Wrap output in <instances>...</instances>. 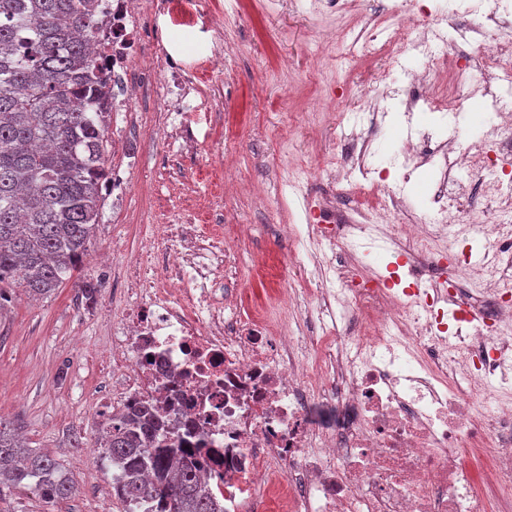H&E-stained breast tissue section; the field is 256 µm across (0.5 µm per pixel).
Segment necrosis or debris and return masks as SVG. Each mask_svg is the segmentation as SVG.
<instances>
[{
  "mask_svg": "<svg viewBox=\"0 0 512 512\" xmlns=\"http://www.w3.org/2000/svg\"><path fill=\"white\" fill-rule=\"evenodd\" d=\"M461 15L486 45L479 60L448 50ZM92 41L105 56V107L131 106L126 73L135 48L161 40L135 0H100ZM473 0H448L432 18L409 15L400 31L364 48L392 62L433 59L431 73L404 90L406 110L456 118L459 82L491 97L489 134L462 149L449 125L436 149L411 148L406 172L435 163L444 176L429 208L406 232L395 294L366 273L360 241L392 223L396 196L382 194L374 169L350 190L363 198L341 223L320 211L295 230L290 261L313 287L318 313L339 303L344 335L307 338L270 332L251 298L216 307L218 271L204 262L218 249L195 224H163L160 251L132 265L136 303L117 316L112 377L124 405L160 399L176 436L201 435L200 454L225 512H512V29ZM477 173L499 205L457 212L447 175ZM340 242L346 265L321 260L322 242Z\"/></svg>",
  "mask_w": 512,
  "mask_h": 512,
  "instance_id": "1",
  "label": "necrosis or debris"
}]
</instances>
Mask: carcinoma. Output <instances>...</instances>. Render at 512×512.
Instances as JSON below:
<instances>
[{"mask_svg": "<svg viewBox=\"0 0 512 512\" xmlns=\"http://www.w3.org/2000/svg\"><path fill=\"white\" fill-rule=\"evenodd\" d=\"M96 0H0V308L10 291L52 294L87 255L104 197L107 76L90 37ZM104 453L129 512H224L186 439L141 402L110 418ZM0 501L73 493L50 455L0 427Z\"/></svg>", "mask_w": 512, "mask_h": 512, "instance_id": "1", "label": "carcinoma"}]
</instances>
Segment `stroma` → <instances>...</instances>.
Returning a JSON list of instances; mask_svg holds the SVG:
<instances>
[{"label": "stroma", "mask_w": 512, "mask_h": 512, "mask_svg": "<svg viewBox=\"0 0 512 512\" xmlns=\"http://www.w3.org/2000/svg\"><path fill=\"white\" fill-rule=\"evenodd\" d=\"M146 2L153 10L145 25H159L167 49L198 78L181 122L192 142L176 145L177 124L163 112L156 87L168 68L153 43L141 44L128 74L137 99L132 112L118 113L122 137L107 155L126 171L122 206L104 205L77 277L30 304L14 292L0 309V424L56 458L75 483L71 497L54 504L17 492L8 512H98L105 495L112 512H126L114 494L115 467L93 452L112 415L107 349L112 318L130 300L126 258L155 246L160 213L199 214L205 224L220 225L226 243L287 263L306 203L333 197L339 218L359 203L345 184L333 182L331 163L344 133L360 123L354 100L361 90L380 113L367 163L384 170L385 192H403L410 211L418 206L417 193H429L440 177L417 171L414 189L405 191L392 164L410 134L396 93L402 72L425 73L430 60L410 57L396 67L381 57L356 56L349 44L361 30L381 41L390 37L401 0H339L330 14L317 11L314 0H175L179 14L193 19L188 26L159 9L158 0ZM209 12L222 14L221 30L205 23ZM331 106L345 112L343 124L330 118ZM232 180L259 186L261 199L217 197L216 182ZM83 278L102 282L90 308L78 296ZM232 290L260 303L275 324L291 313L275 295L312 303L289 274L270 288L244 265L224 273L216 287L220 296Z\"/></svg>", "instance_id": "1"}]
</instances>
